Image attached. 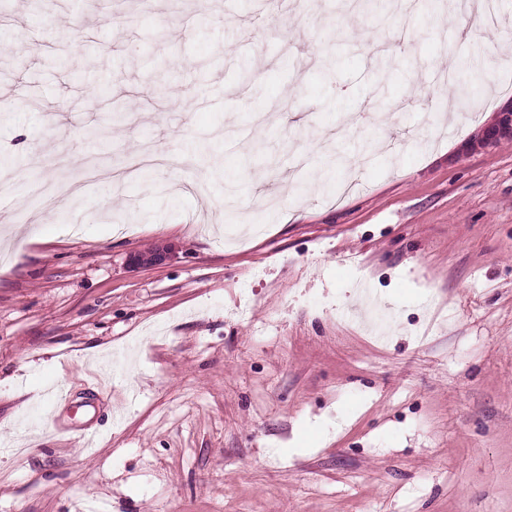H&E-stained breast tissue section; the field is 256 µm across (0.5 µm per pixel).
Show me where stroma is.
<instances>
[{
    "label": "stroma",
    "instance_id": "obj_1",
    "mask_svg": "<svg viewBox=\"0 0 512 512\" xmlns=\"http://www.w3.org/2000/svg\"><path fill=\"white\" fill-rule=\"evenodd\" d=\"M496 2L6 0L0 512H512ZM505 133H512V106L501 112H497L496 121L487 127L482 137V144L492 145Z\"/></svg>",
    "mask_w": 512,
    "mask_h": 512
}]
</instances>
